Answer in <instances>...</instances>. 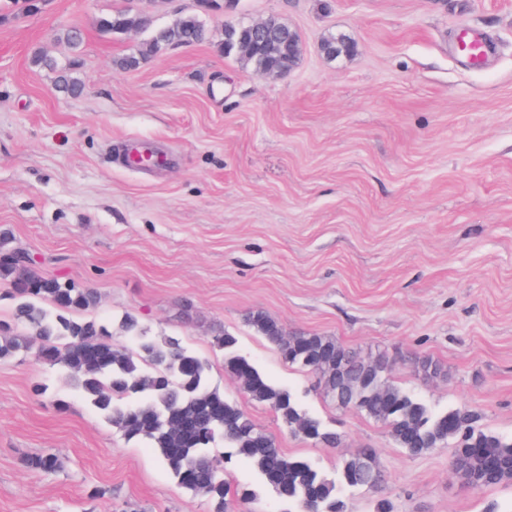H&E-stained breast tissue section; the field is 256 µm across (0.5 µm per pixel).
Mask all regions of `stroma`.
<instances>
[{"mask_svg": "<svg viewBox=\"0 0 512 512\" xmlns=\"http://www.w3.org/2000/svg\"><path fill=\"white\" fill-rule=\"evenodd\" d=\"M147 29L105 34L118 4ZM193 13L209 37L170 46L132 71L117 59ZM274 17L302 53L285 76L225 54V22ZM80 28V97L59 93L33 49L64 58ZM494 46L480 67L455 53L462 29ZM354 53L334 59L325 38ZM151 149L164 165L116 164ZM37 270L93 289L90 318L119 332L180 337L278 448L338 482L346 512H512V484L473 490L448 472L451 449L412 456L388 427L325 396L250 325L330 336L386 354L391 381L431 412L469 408L512 439V0H0V230ZM339 441L295 435L225 369L219 334ZM442 372L425 375L422 361ZM377 451L378 490L340 481L345 459ZM53 452L36 475L26 457ZM240 512H285L240 458L225 465ZM156 449L129 440L35 349L0 362V512H209ZM26 467L34 473L52 474L61 469L59 458L52 452L30 456L25 460Z\"/></svg>", "mask_w": 512, "mask_h": 512, "instance_id": "stroma-1", "label": "stroma"}]
</instances>
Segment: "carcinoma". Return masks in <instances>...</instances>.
<instances>
[{
	"instance_id": "obj_1",
	"label": "carcinoma",
	"mask_w": 512,
	"mask_h": 512,
	"mask_svg": "<svg viewBox=\"0 0 512 512\" xmlns=\"http://www.w3.org/2000/svg\"><path fill=\"white\" fill-rule=\"evenodd\" d=\"M148 25L145 13L128 8H116L98 19L99 29L106 34L142 30ZM205 39L198 17L184 14L118 59L116 65L123 71L135 70L142 60L166 46ZM350 44L347 37L332 35L324 40L322 49L335 59L347 54ZM222 45L227 54L269 74L280 60L290 56L296 62L300 56L299 36L285 24L260 34L243 23L224 34ZM32 63L57 73L60 93L75 97L83 92L75 75V59L63 63L36 52ZM0 280L7 282L15 300L14 322L43 342L39 358L65 369L83 395L126 438L144 440L158 449L183 488L209 498L210 512H236L235 495L224 475L214 474V470L224 469V456L213 448L219 438L232 454L249 461L282 501L297 504L298 512H345L336 482L307 461L284 453L273 436L210 386L208 361L190 352L180 339L158 341L143 336L134 352L112 343L103 327L81 317L96 303L92 289L43 276L26 254L16 249L0 247ZM251 325L286 362L314 372L334 403L387 425L408 454L444 448L453 440L456 451L451 473L464 484L483 489L512 480V440L479 428L480 415L474 410L431 412L388 380L393 363L386 357L366 359L328 336L287 335L277 321L260 313L252 316ZM20 347L11 326L0 322V360L11 358ZM225 368L251 400L269 406L293 433L336 444V436L301 412L290 392L274 386L249 361L231 354L225 359ZM374 458L375 449L363 448L345 460L342 481L349 487L379 488L381 474ZM25 465L38 474L61 469L52 452L30 456Z\"/></svg>"
}]
</instances>
